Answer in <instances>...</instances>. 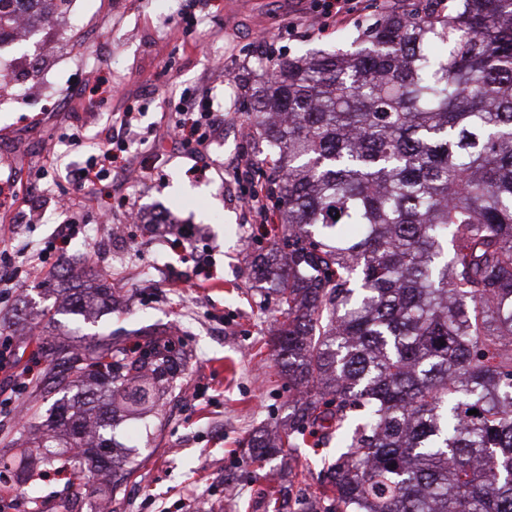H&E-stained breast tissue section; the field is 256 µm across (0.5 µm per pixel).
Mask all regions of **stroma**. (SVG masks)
Masks as SVG:
<instances>
[{"label": "stroma", "instance_id": "1", "mask_svg": "<svg viewBox=\"0 0 512 512\" xmlns=\"http://www.w3.org/2000/svg\"><path fill=\"white\" fill-rule=\"evenodd\" d=\"M60 11L54 29L0 45V67L16 87L15 97L0 98V186L16 188L13 209L0 213V251L40 248L70 219L79 226L51 257V273L0 300V334L33 381L49 368L46 339L84 345L112 335L131 346L134 329L160 328L186 353L181 385L163 397L158 415L117 423L124 445L148 448L112 512H264L262 494L298 473L317 492L334 445L296 449L271 470L248 448L256 429L287 419L291 387L270 343L278 301L248 277L274 232L256 230L248 194L259 149L240 131L251 109L248 87L261 80L267 58L344 47L348 34L375 22L376 9L362 0L359 10L327 18L319 0H67ZM183 94L207 98L220 119L195 154L165 137ZM136 101L145 138L113 169L109 202L77 199L59 211V194L73 186L55 156L82 167L107 119ZM76 136L81 146H70ZM136 164L140 178L126 180ZM125 199L144 221L127 226L115 253L97 237L99 213L121 223ZM84 259L90 274L68 278L69 263ZM98 279L120 292L119 305L92 321H51L56 289L79 291ZM49 405L28 388L0 386V448L21 409Z\"/></svg>", "mask_w": 512, "mask_h": 512}]
</instances>
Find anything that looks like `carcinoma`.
Instances as JSON below:
<instances>
[{"label": "carcinoma", "mask_w": 512, "mask_h": 512, "mask_svg": "<svg viewBox=\"0 0 512 512\" xmlns=\"http://www.w3.org/2000/svg\"><path fill=\"white\" fill-rule=\"evenodd\" d=\"M414 0L357 31L350 49L290 58L254 92L249 132L279 242L254 279L278 296L272 343L296 386L288 427L253 461L336 441L325 512H512V0ZM112 300L70 294L85 316ZM135 348L48 344L35 392H62L21 436L42 469L0 496L79 469L58 509L118 493L137 460L114 417L140 419L184 371L171 337ZM475 414L470 415L468 411Z\"/></svg>", "instance_id": "1"}]
</instances>
